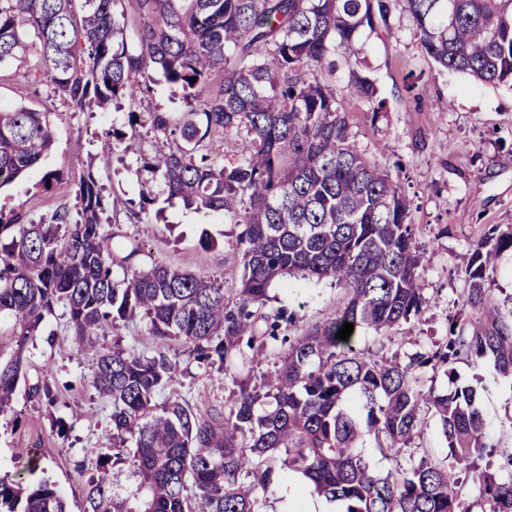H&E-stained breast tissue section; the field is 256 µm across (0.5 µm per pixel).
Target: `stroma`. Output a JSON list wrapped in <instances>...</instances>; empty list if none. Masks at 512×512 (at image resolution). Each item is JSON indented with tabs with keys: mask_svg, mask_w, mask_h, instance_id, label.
I'll return each mask as SVG.
<instances>
[{
	"mask_svg": "<svg viewBox=\"0 0 512 512\" xmlns=\"http://www.w3.org/2000/svg\"><path fill=\"white\" fill-rule=\"evenodd\" d=\"M359 42L366 49L368 73L387 101L386 112L372 114L367 103L347 98L346 65H339L326 82L343 100L360 150L402 180L409 222L426 250L420 270L428 300L424 312L392 335L365 339L372 350L388 356L413 352L447 335L449 317L461 308L464 268L474 245L490 226L512 227V86L487 85L440 68L422 47L405 0H395L387 28L362 30ZM26 68L19 61L0 64V104L46 113L53 144L24 178L0 188V207L26 211L35 220L50 217L59 205L75 207V183L83 170H93L116 201L109 213L116 233L138 237L153 260L223 279L226 297L234 298L241 275L237 227L222 214L185 209L155 183L150 187L154 206L166 217L157 223L138 206L143 188L136 155L108 166L96 158L106 132L144 134V127L130 126V113L165 112L179 118L187 110L182 90L156 71L150 95L115 101L93 113L76 112L49 89L30 88ZM408 74L417 82L410 93L403 89ZM55 170L63 172V183L44 189L43 175ZM206 235L214 239V248H202ZM269 295L270 309L295 312L293 331L300 334L330 317L343 291L327 280L292 277L273 283ZM41 327L42 336L27 348L25 377L10 408L0 413V475L26 486L49 480L64 494L69 512H84L95 456L112 450L111 403L93 387L94 353L73 347L62 308L46 315ZM50 331L56 334L52 346L44 339ZM454 368L455 379L440 373L434 386L444 391L456 382L477 389L494 443L482 463L498 468L504 450L512 448V430L504 425L512 415V379L498 376L489 362L476 367L461 360ZM45 375L56 388L49 407L27 395L29 384ZM169 390L199 407L231 403L223 374L195 364L177 375ZM321 501L300 474L284 470L263 512H309Z\"/></svg>",
	"mask_w": 512,
	"mask_h": 512,
	"instance_id": "35a3bbf8",
	"label": "stroma"
}]
</instances>
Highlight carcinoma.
<instances>
[{"mask_svg": "<svg viewBox=\"0 0 512 512\" xmlns=\"http://www.w3.org/2000/svg\"><path fill=\"white\" fill-rule=\"evenodd\" d=\"M115 2L0 0V64L36 48L30 82L51 86L80 112L149 94L154 68L181 88L188 110L180 120L149 113L151 153L109 134L98 156L107 165L139 152L168 197L240 227V288L230 301L214 277L159 262L138 267L144 246L104 229L112 199L90 170L77 184L80 220L65 205L39 222L21 211L0 214V319H14L15 336L13 355L0 364V411L23 376L26 346L55 308L65 310L81 349L141 319L155 344L180 349L171 357L136 353L117 339L95 351L93 384L112 401L115 450L97 459L84 512H261L285 467L344 502L345 512H512V476L481 472L468 505L458 492L461 465L495 447L476 389L425 384L430 371L454 381L462 357L490 358L499 376L512 378V309L503 311L486 288L496 257L512 249V229L490 227L472 250L463 310L441 341L402 357L355 347L361 333L389 335L428 303L418 274L425 248L408 222L401 181L360 152L342 102L320 80L341 58L348 96L375 114L386 109L361 67L357 36L388 25L392 0H137L131 37ZM406 4L439 66L512 84V0ZM199 87L210 88L200 111ZM215 133L241 141L236 163L196 156ZM51 145L44 113L0 106V188ZM294 274L345 290L334 314L300 336L288 329L293 316L264 312L271 284ZM346 323L354 329L344 341L337 334ZM269 351L275 370L257 383L253 371ZM193 361L224 372L229 409L164 395ZM28 396L52 403L51 379L29 385ZM429 413L446 440L445 461L405 468L401 458ZM368 439L393 468L369 465ZM0 512H67V504L47 480L24 488L0 478Z\"/></svg>", "mask_w": 512, "mask_h": 512, "instance_id": "1", "label": "carcinoma"}]
</instances>
